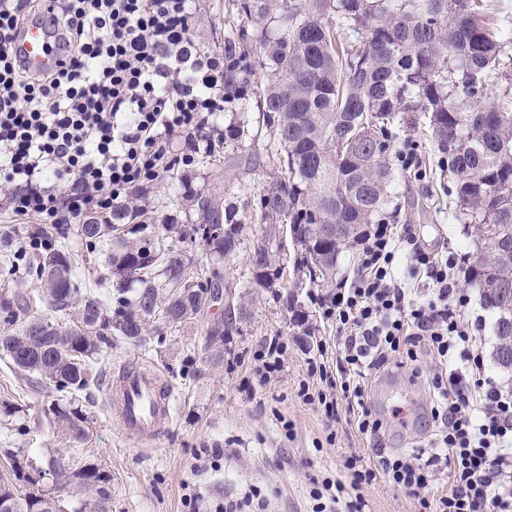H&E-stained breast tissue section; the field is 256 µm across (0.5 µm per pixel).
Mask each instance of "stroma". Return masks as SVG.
<instances>
[{"label": "stroma", "instance_id": "stroma-1", "mask_svg": "<svg viewBox=\"0 0 512 512\" xmlns=\"http://www.w3.org/2000/svg\"><path fill=\"white\" fill-rule=\"evenodd\" d=\"M194 35L201 48L220 52L224 40L243 26L241 16L224 8V0H195ZM257 106L239 103L224 108L220 128L243 127L238 139L225 141L214 161L196 160L192 168L176 167L143 190V202L158 214L185 221L188 205L178 189L182 176L194 187L233 180L227 197L242 215H250L253 197L270 181L273 165L266 153L269 133L258 125ZM417 147L418 170L394 165L390 223L410 225L434 252L448 250L466 255L472 247L461 224L451 216L448 172L429 129L403 123L396 130L395 147ZM264 235L263 225L250 224L247 238L236 255L210 262L199 242L186 243L192 268L211 263L221 275L222 305L203 313L194 323L168 328L161 321L149 325L150 342L140 345L114 339L102 357L103 375L130 362L154 365L173 390L170 427L154 449L121 432L107 409V391L98 388L84 408L93 423L92 435L81 445L83 454L112 475V512H186V486H193L209 503H239L250 489L260 490L262 512H312L309 491L313 479L326 476L342 481L349 474L344 461L360 456L365 467L377 464L371 441L358 432L354 417L339 407L327 417L322 407L302 403L297 391L307 378V352L325 343L328 359L336 357V328L322 318L318 304L322 287H296L292 269L273 287L252 282L250 255ZM294 293V306L285 296ZM246 308L237 318L220 350L206 343V330L219 317L222 306ZM304 317L296 325V317ZM270 336L288 345L282 371L265 384L254 381L253 353ZM433 364L421 358L418 369L399 368L372 376L366 406L387 423L388 447L407 452H430L432 429L428 424L423 378ZM18 405L19 411H0V448L21 449L37 464L55 450L67 449L60 434L42 418L46 402L39 389L0 360V402ZM293 428L285 437L282 422ZM219 449L217 466L196 470L204 450ZM365 512H418L414 496L394 489L383 480L363 490Z\"/></svg>", "mask_w": 512, "mask_h": 512}]
</instances>
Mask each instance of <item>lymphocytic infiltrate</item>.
Wrapping results in <instances>:
<instances>
[{
  "mask_svg": "<svg viewBox=\"0 0 512 512\" xmlns=\"http://www.w3.org/2000/svg\"><path fill=\"white\" fill-rule=\"evenodd\" d=\"M61 39L57 67L29 70L13 39L44 10ZM192 0H0V176L12 186L6 212L60 228L91 212L108 215L129 189L157 181L175 164L192 166L211 147L208 130L224 112L223 54L202 50ZM184 136L172 156L168 140ZM350 287L323 298V316L339 334L336 369L319 357L309 374L339 391V400L301 388L305 402L334 412L360 408L357 428L371 436L379 469L345 459L349 482L324 479L310 492L312 512H362L347 488L383 478L418 498L419 512H512V388L489 374L483 339L462 313L471 302L455 270L457 254H434L415 234L375 224L357 248ZM409 262L421 284L397 272ZM432 356L426 381L436 448L426 457L385 446L381 419L365 407L372 375L396 360ZM451 487L423 494L441 470Z\"/></svg>",
  "mask_w": 512,
  "mask_h": 512,
  "instance_id": "lymphocytic-infiltrate-1",
  "label": "lymphocytic infiltrate"
}]
</instances>
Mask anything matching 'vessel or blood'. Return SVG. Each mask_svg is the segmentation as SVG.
<instances>
[{
    "instance_id": "vessel-or-blood-1",
    "label": "vessel or blood",
    "mask_w": 512,
    "mask_h": 512,
    "mask_svg": "<svg viewBox=\"0 0 512 512\" xmlns=\"http://www.w3.org/2000/svg\"><path fill=\"white\" fill-rule=\"evenodd\" d=\"M17 44L28 67L39 69L55 63L60 49L51 15L23 29ZM109 390L113 417L141 444H153L171 425L172 392L156 368L139 362L126 364L112 377Z\"/></svg>"
}]
</instances>
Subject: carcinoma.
I'll list each match as a JSON object with an SVG mask.
<instances>
[{"label": "carcinoma", "instance_id": "cac0c4a2", "mask_svg": "<svg viewBox=\"0 0 512 512\" xmlns=\"http://www.w3.org/2000/svg\"><path fill=\"white\" fill-rule=\"evenodd\" d=\"M237 13L275 34L259 31L252 54L249 31L224 40L228 52L224 94L246 99L259 83L262 125L274 175L253 202L251 218L293 229L296 270L329 287L339 256L370 224L386 219L393 173V128L419 113L446 159L454 218L470 239L486 224L498 226L494 242L472 252L470 284L496 315V364L512 371V90L488 96L492 76L512 75L502 58L509 34L480 17V0H233ZM357 35L336 40L334 16ZM193 220L169 216L149 221L143 208L124 203L110 216L93 214L77 225L87 251L108 242L98 280L105 292L87 290L66 246L49 245L21 267L37 292H19L0 303L7 328L0 358L45 392L58 394L43 408L45 420L66 438H89V417L79 397L102 382L103 348L121 336L147 344L148 325L191 323L222 297L220 274H186L190 258L181 246L197 238L218 259L233 256L244 241L239 211L224 202L221 184L200 189L180 184ZM336 224H356L352 237L333 235ZM210 229L219 236L201 235ZM252 282L271 288L283 275L266 243L250 256ZM219 318L207 329L209 345L224 342ZM10 472L0 473V507L6 512H65L58 492L80 503L73 512H110L112 476L77 452L49 459L53 489L35 486L10 448L0 450Z\"/></svg>", "mask_w": 512, "mask_h": 512}]
</instances>
